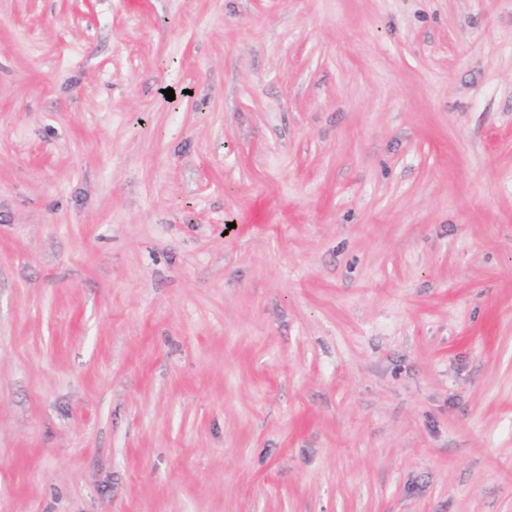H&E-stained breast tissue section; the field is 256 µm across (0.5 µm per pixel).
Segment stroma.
Instances as JSON below:
<instances>
[{"mask_svg":"<svg viewBox=\"0 0 512 512\" xmlns=\"http://www.w3.org/2000/svg\"><path fill=\"white\" fill-rule=\"evenodd\" d=\"M0 512H512V0H0Z\"/></svg>","mask_w":512,"mask_h":512,"instance_id":"35a3bbf8","label":"stroma"}]
</instances>
